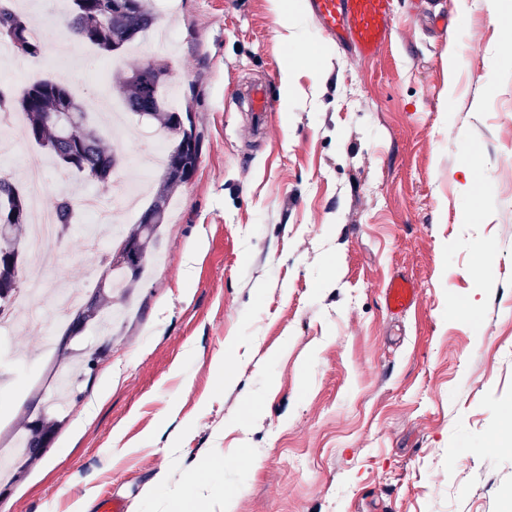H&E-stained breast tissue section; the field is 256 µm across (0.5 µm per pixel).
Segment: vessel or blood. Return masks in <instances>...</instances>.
Wrapping results in <instances>:
<instances>
[{"label": "vessel or blood", "mask_w": 512, "mask_h": 512, "mask_svg": "<svg viewBox=\"0 0 512 512\" xmlns=\"http://www.w3.org/2000/svg\"><path fill=\"white\" fill-rule=\"evenodd\" d=\"M392 4L393 0H308V12L325 37L354 58L369 60L391 35ZM238 95L247 104L252 128L264 129L265 118L273 109L266 86L250 85ZM418 292L415 280L394 276L384 290V307L390 314H401L415 304Z\"/></svg>", "instance_id": "b4317fda"}]
</instances>
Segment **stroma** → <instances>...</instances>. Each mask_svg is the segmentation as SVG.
Returning <instances> with one entry per match:
<instances>
[{
	"label": "stroma",
	"mask_w": 512,
	"mask_h": 512,
	"mask_svg": "<svg viewBox=\"0 0 512 512\" xmlns=\"http://www.w3.org/2000/svg\"><path fill=\"white\" fill-rule=\"evenodd\" d=\"M438 7L447 28L397 0L390 40L362 63L323 41L306 0H288L285 26L270 0H176L170 63L199 165L111 350L94 359L90 326L72 339L95 365L66 407L50 405L46 324L19 317L0 340L11 512H71L78 478L128 512H221L213 484L235 512H512V0ZM40 62L78 65L86 100L110 75L73 41ZM284 80L287 105L249 134L235 89L265 81L276 98ZM471 151L489 193L470 204ZM59 248L49 282L98 275L99 256ZM395 273L420 288L397 317L382 302ZM42 415L55 432L22 464L19 425ZM186 458L201 494L182 492Z\"/></svg>",
	"instance_id": "1"
}]
</instances>
